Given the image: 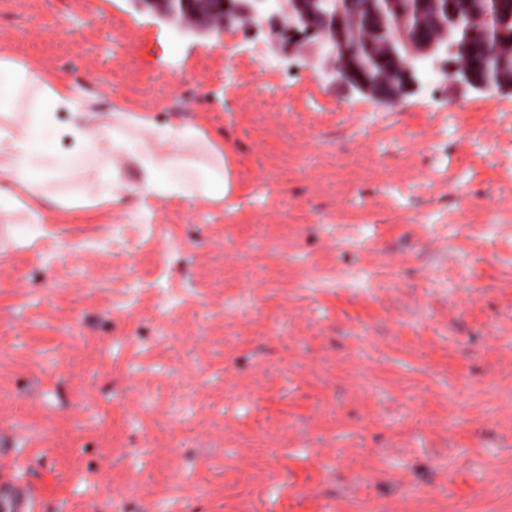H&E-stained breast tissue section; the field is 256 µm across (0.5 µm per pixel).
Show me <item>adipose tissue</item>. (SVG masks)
Listing matches in <instances>:
<instances>
[{"instance_id":"adipose-tissue-1","label":"adipose tissue","mask_w":512,"mask_h":512,"mask_svg":"<svg viewBox=\"0 0 512 512\" xmlns=\"http://www.w3.org/2000/svg\"><path fill=\"white\" fill-rule=\"evenodd\" d=\"M10 105L7 122L0 124V216L10 215L20 198H27L28 223H45L47 212L64 207L61 196L47 183L63 161L47 145L65 111V130L81 163L100 168L84 187L86 204H122L135 197L141 211L155 198L189 203L224 201V155L199 164L190 157L204 145L202 132L188 124H160L127 112H102L77 92L57 87L39 74L0 55V106Z\"/></svg>"}]
</instances>
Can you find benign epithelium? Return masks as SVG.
I'll return each instance as SVG.
<instances>
[{
	"label": "benign epithelium",
	"instance_id": "7a95c632",
	"mask_svg": "<svg viewBox=\"0 0 512 512\" xmlns=\"http://www.w3.org/2000/svg\"><path fill=\"white\" fill-rule=\"evenodd\" d=\"M270 0H226L224 19L205 28L191 31L222 44L244 25L267 33L264 44L268 59L290 64L317 77L329 87H339L349 97L358 96L379 106L397 103L405 96L427 88L433 74L443 78L448 91L456 95L472 91L487 96L512 95V80H491L483 70L459 71L451 57L467 51L469 41L459 38L448 26L434 38H419L409 30L406 15L389 17L375 6V0H335V9L326 12L314 0H277L278 10L269 9ZM190 7L188 0H169L166 9H153L159 19L182 27L180 16ZM297 20L298 36L281 35L280 13ZM378 28L388 34V54L405 59L406 82L400 86L372 81L360 63V46L349 39V28Z\"/></svg>",
	"mask_w": 512,
	"mask_h": 512
}]
</instances>
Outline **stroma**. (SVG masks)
<instances>
[{"instance_id": "35a3bbf8", "label": "stroma", "mask_w": 512, "mask_h": 512, "mask_svg": "<svg viewBox=\"0 0 512 512\" xmlns=\"http://www.w3.org/2000/svg\"><path fill=\"white\" fill-rule=\"evenodd\" d=\"M6 14L0 53L101 111L193 124L227 179L223 204L143 213L83 204L63 170L51 188L69 208L34 233L25 211L0 218V453L37 512H512V265L475 236L393 224L361 257L401 258L385 300L264 290L281 263L225 270L224 240L282 234L306 207L323 178L309 115L222 88L224 46L132 0ZM426 251L474 263L447 298L421 280ZM248 283L258 308L225 313Z\"/></svg>"}]
</instances>
